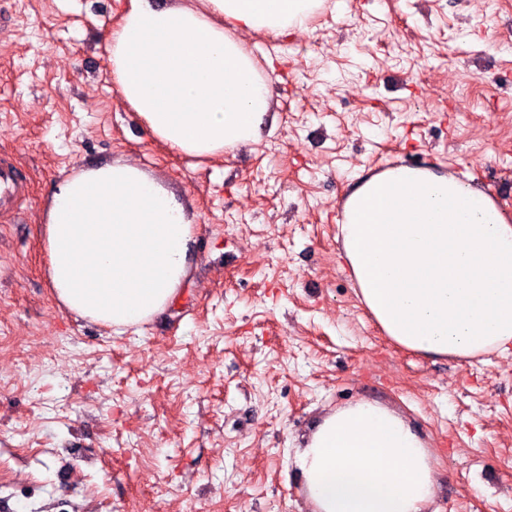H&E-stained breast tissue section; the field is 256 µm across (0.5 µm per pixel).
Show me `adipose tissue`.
I'll return each mask as SVG.
<instances>
[{
    "instance_id": "adipose-tissue-1",
    "label": "adipose tissue",
    "mask_w": 512,
    "mask_h": 512,
    "mask_svg": "<svg viewBox=\"0 0 512 512\" xmlns=\"http://www.w3.org/2000/svg\"><path fill=\"white\" fill-rule=\"evenodd\" d=\"M323 0H129L108 76L155 139L214 159L256 143L273 107L241 32L304 29ZM342 256L364 307L399 348L472 360L512 351V219L453 175L396 166L342 203ZM192 223L163 181L119 159L55 185L45 215L57 300L114 331L168 309L190 276ZM307 512H427L433 454L400 415L360 400L325 413L296 454Z\"/></svg>"
}]
</instances>
